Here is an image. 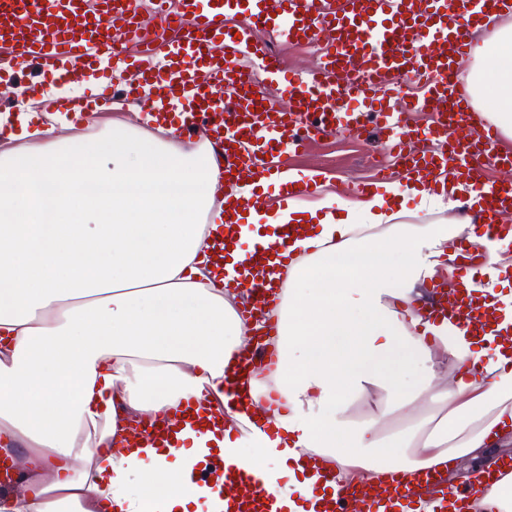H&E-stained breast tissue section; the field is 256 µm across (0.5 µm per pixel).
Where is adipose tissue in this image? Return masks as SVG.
I'll use <instances>...</instances> for the list:
<instances>
[{
    "label": "adipose tissue",
    "instance_id": "1",
    "mask_svg": "<svg viewBox=\"0 0 512 512\" xmlns=\"http://www.w3.org/2000/svg\"><path fill=\"white\" fill-rule=\"evenodd\" d=\"M474 55L476 109L512 137V24ZM32 107L0 112L22 142L0 153V447L21 479L0 486V512H142L147 500L157 512H216L192 481L211 450L266 472L288 512L316 496L304 456L326 458L353 487L464 456L475 474L492 469L489 447L512 439V366L487 338L411 308L420 286L450 273L449 241L474 235L456 186L404 185L422 208L453 212L447 225L399 223L393 189L265 207L215 269L206 252L223 231L222 167L208 145L156 136L152 114L92 139L57 136L33 127ZM284 224L313 234L289 244L297 259L273 310L271 431L115 450L128 420L223 398L246 327L215 282L236 278L242 243L276 241ZM469 361L483 362L480 379L463 373ZM398 411L408 425L384 436Z\"/></svg>",
    "mask_w": 512,
    "mask_h": 512
}]
</instances>
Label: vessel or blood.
Instances as JSON below:
<instances>
[{
	"instance_id": "b4317fda",
	"label": "vessel or blood",
	"mask_w": 512,
	"mask_h": 512,
	"mask_svg": "<svg viewBox=\"0 0 512 512\" xmlns=\"http://www.w3.org/2000/svg\"><path fill=\"white\" fill-rule=\"evenodd\" d=\"M166 4L156 0L146 21L139 0H96L92 9L86 0H0V69L34 61L44 78L75 82L108 54L123 60L131 101H142L143 90L151 88L159 100L192 102L191 119L177 125V132L205 125L209 144L224 153L225 184L238 193L233 212L224 217V236L209 254L219 267L236 244L238 213L263 202L257 193H243L248 181L279 183L284 204L316 194L317 181L289 180L282 161L285 150L302 149L316 137L368 135L398 161L401 176L418 175L434 186L448 178L473 186L484 201L476 239L462 245L448 281L429 285L417 303L447 316L465 335L489 336L494 345L512 349V322L500 301L482 291L478 275L488 267L493 245H512V225L499 221L512 213V179H485L488 169H512V150L480 119L458 80L474 33L490 16L512 14V0H225L220 9L180 0V36L170 30ZM228 9L243 15L244 23L226 28ZM117 23L123 26L120 46L112 38ZM259 26L270 27L276 38L323 41L327 49L314 69L285 70L257 40ZM403 75L421 87L408 109L434 114L426 129L383 105ZM266 79L281 86L287 106L265 97ZM23 94L40 100L42 112L69 113L80 131L90 130L95 116L112 104L105 87L92 98L67 102L43 98L38 83L24 85ZM348 96L359 99L360 109L342 106ZM294 261L281 245L258 243L242 262L245 276L233 283L248 296L240 316L260 321L261 335L277 333L270 300ZM274 357V351L256 350L226 381L225 393L239 395L259 364ZM223 420V403L208 415L188 407L138 425L136 436L141 447L164 448L181 432L201 434ZM195 481L216 493L220 512H286L265 475L227 457L211 455ZM483 493V482L468 475L452 482L443 469L400 471L394 485L379 492L338 487L315 502L314 512H418L427 497L435 501V512H448L452 505L465 510Z\"/></svg>"
}]
</instances>
